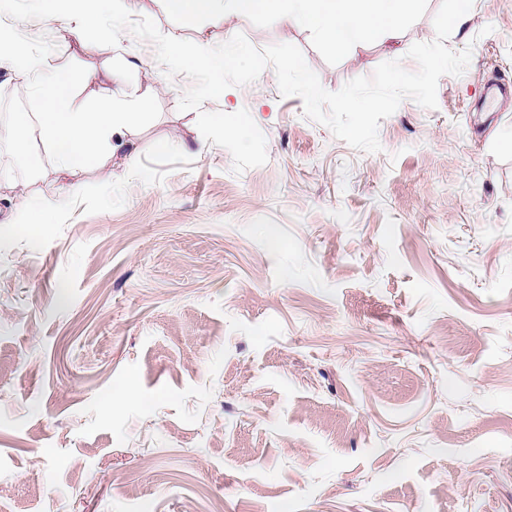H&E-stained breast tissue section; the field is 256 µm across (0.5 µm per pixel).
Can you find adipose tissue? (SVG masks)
<instances>
[{"mask_svg":"<svg viewBox=\"0 0 512 512\" xmlns=\"http://www.w3.org/2000/svg\"><path fill=\"white\" fill-rule=\"evenodd\" d=\"M419 0H162L171 14L183 18L206 15L250 18L270 15L303 24L332 48L345 51L375 40H395ZM1 62L17 75L23 91L36 95L39 109L0 125V141L30 155L41 144L60 172L104 166L112 156V140L137 124L141 113L133 101L111 97L93 106L77 93L71 76L48 69L29 50H8Z\"/></svg>","mask_w":512,"mask_h":512,"instance_id":"adipose-tissue-1","label":"adipose tissue"}]
</instances>
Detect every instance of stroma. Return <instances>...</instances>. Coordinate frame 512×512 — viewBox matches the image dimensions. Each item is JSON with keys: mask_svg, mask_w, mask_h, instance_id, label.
<instances>
[{"mask_svg": "<svg viewBox=\"0 0 512 512\" xmlns=\"http://www.w3.org/2000/svg\"><path fill=\"white\" fill-rule=\"evenodd\" d=\"M421 0L396 49L345 54L267 15L185 23L214 45L290 43L341 89L436 37ZM0 0L49 68L119 70L132 151L53 194L0 142V512H512V0H473L436 109L403 100L365 153L282 96L273 68L206 111L248 109L265 165L234 173L177 106L151 43L80 45ZM122 396L112 405L113 396ZM69 186L65 183L59 185L55 196L33 200L24 197L20 215L17 224H40L44 232H49L53 224L49 221L48 215L58 203L60 197L69 191Z\"/></svg>", "mask_w": 512, "mask_h": 512, "instance_id": "stroma-1", "label": "stroma"}]
</instances>
